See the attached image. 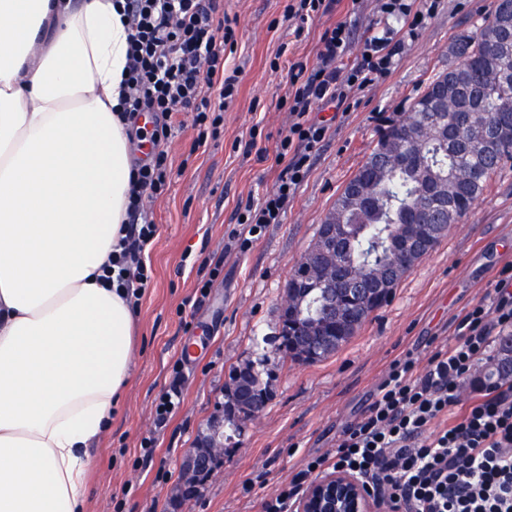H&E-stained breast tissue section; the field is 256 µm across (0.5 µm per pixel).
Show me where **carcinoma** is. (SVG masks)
Returning <instances> with one entry per match:
<instances>
[{
	"instance_id": "cac0c4a2",
	"label": "carcinoma",
	"mask_w": 512,
	"mask_h": 512,
	"mask_svg": "<svg viewBox=\"0 0 512 512\" xmlns=\"http://www.w3.org/2000/svg\"><path fill=\"white\" fill-rule=\"evenodd\" d=\"M501 9L500 0H494L490 14L478 31L472 35L457 36L450 46L452 56L460 55L457 68L448 74L451 90L458 101V109L448 113V137L429 136L417 144L418 162L412 166L393 163L389 150L409 148L390 138L394 127L379 137L365 165L382 168L384 174L371 183L373 204L353 208L343 215L342 223L350 225L351 237L346 244L345 264L367 276L377 275L394 266L392 242L408 223L412 209L421 202L429 183H448V210L435 211L432 223L448 229L466 215L488 188L490 177L512 161V84L502 85L487 78L489 64L485 53L487 38L497 30ZM439 123L434 113L407 112L398 121L401 127L413 133L422 125ZM501 126V137L495 149L480 152L476 144L484 127ZM324 298L307 295L298 310L301 326L319 320ZM362 327L353 322L336 343L321 349L317 360L338 351ZM485 376L493 378L512 376V336L502 339L497 358L490 363Z\"/></svg>"
}]
</instances>
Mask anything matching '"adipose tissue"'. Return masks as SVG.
<instances>
[{"mask_svg": "<svg viewBox=\"0 0 512 512\" xmlns=\"http://www.w3.org/2000/svg\"><path fill=\"white\" fill-rule=\"evenodd\" d=\"M115 0H0V512H88L90 445L130 378L103 268L131 188Z\"/></svg>", "mask_w": 512, "mask_h": 512, "instance_id": "obj_1", "label": "adipose tissue"}]
</instances>
